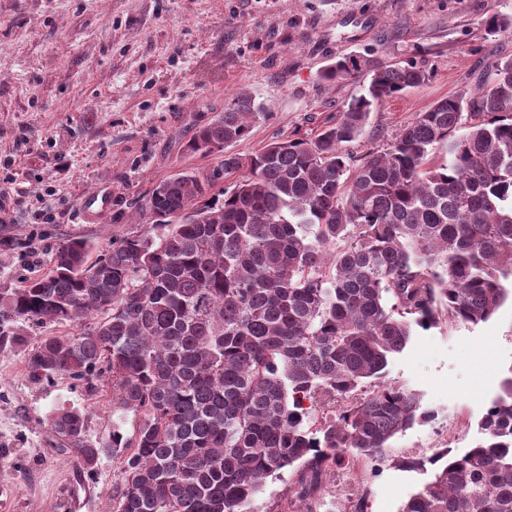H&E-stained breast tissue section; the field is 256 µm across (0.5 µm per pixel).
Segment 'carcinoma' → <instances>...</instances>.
I'll return each instance as SVG.
<instances>
[{
	"label": "carcinoma",
	"mask_w": 512,
	"mask_h": 512,
	"mask_svg": "<svg viewBox=\"0 0 512 512\" xmlns=\"http://www.w3.org/2000/svg\"><path fill=\"white\" fill-rule=\"evenodd\" d=\"M484 26L512 32V17ZM363 69L369 84L336 123L247 155L226 148L266 112L236 93L186 143L219 164L160 181L139 207L149 226L97 250L69 239L44 276L0 292V354L23 355L33 380L64 374L90 391L107 374L112 397L142 414L112 434L125 452L113 512H257L287 468L285 512H318L333 475L386 461L397 437L437 420L383 382L412 326L477 325L508 296L512 58L357 156L370 114L425 79L356 57L320 78ZM224 176L238 178L230 191L216 188ZM48 323L76 332L29 345L23 325ZM47 427L95 468L83 411L61 406ZM479 428L400 512H512V376ZM341 503L367 512L362 493Z\"/></svg>",
	"instance_id": "1"
}]
</instances>
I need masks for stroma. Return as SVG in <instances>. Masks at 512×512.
Returning <instances> with one entry per match:
<instances>
[{
    "instance_id": "35a3bbf8",
    "label": "stroma",
    "mask_w": 512,
    "mask_h": 512,
    "mask_svg": "<svg viewBox=\"0 0 512 512\" xmlns=\"http://www.w3.org/2000/svg\"><path fill=\"white\" fill-rule=\"evenodd\" d=\"M512 16V0H0V289L50 268L70 238L101 247L140 222L139 205L161 180L208 172L218 156L187 152L197 126L241 90L267 115L235 144L248 154L275 140L314 134L338 120L369 83L319 72L344 57L422 66L424 82L372 112L355 155L380 149L433 104L474 90L512 33L488 35L485 18ZM110 205L83 212L84 196ZM512 376V297L478 325L414 328L386 380L439 412L397 438V456H440L480 439L478 423ZM89 418L103 450L93 472L47 430L61 405ZM136 417L66 376L31 380L22 356L0 355V512H112L120 487L113 430ZM433 466H364L351 482L368 512H400Z\"/></svg>"
}]
</instances>
